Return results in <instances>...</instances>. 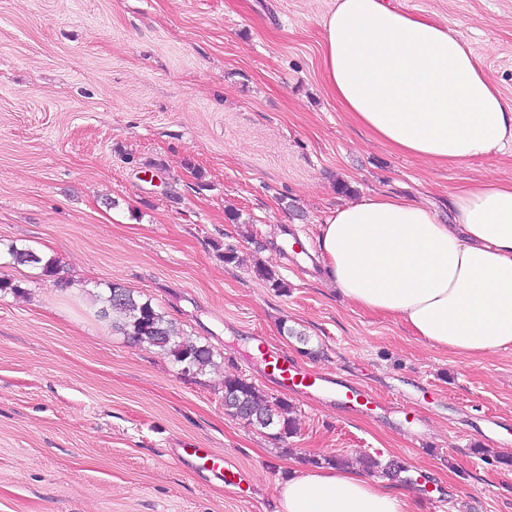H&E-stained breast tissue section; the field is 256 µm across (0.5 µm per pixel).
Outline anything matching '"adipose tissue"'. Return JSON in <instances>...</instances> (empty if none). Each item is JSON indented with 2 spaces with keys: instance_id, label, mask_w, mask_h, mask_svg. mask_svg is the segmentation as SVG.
<instances>
[{
  "instance_id": "1",
  "label": "adipose tissue",
  "mask_w": 512,
  "mask_h": 512,
  "mask_svg": "<svg viewBox=\"0 0 512 512\" xmlns=\"http://www.w3.org/2000/svg\"><path fill=\"white\" fill-rule=\"evenodd\" d=\"M323 77L352 120L391 149L440 166L512 151V104L447 27L387 0H335L321 21ZM450 223L402 196L332 209L321 261L351 303L418 340L480 358L512 346V181L452 195ZM278 512H412L351 468L291 470Z\"/></svg>"
}]
</instances>
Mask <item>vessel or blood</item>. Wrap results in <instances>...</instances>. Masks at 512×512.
Wrapping results in <instances>:
<instances>
[{
	"label": "vessel or blood",
	"mask_w": 512,
	"mask_h": 512,
	"mask_svg": "<svg viewBox=\"0 0 512 512\" xmlns=\"http://www.w3.org/2000/svg\"><path fill=\"white\" fill-rule=\"evenodd\" d=\"M256 359L280 388L304 399L329 401L347 411L364 410L374 402L371 393L354 383L324 370L305 368L288 354L274 352L265 345H258ZM178 458L188 468L209 472L228 485L236 484L241 478L237 466L206 448L180 449Z\"/></svg>",
	"instance_id": "b4317fda"
}]
</instances>
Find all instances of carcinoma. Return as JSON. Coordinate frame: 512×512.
Here are the masks:
<instances>
[{"mask_svg": "<svg viewBox=\"0 0 512 512\" xmlns=\"http://www.w3.org/2000/svg\"><path fill=\"white\" fill-rule=\"evenodd\" d=\"M7 253L17 265H40L44 275H56L54 261H45L28 248L10 244ZM254 274L273 288L287 290V284L268 267H258ZM96 301L99 304L97 316L109 323L113 331L126 336L135 345L160 349L185 374L194 375L215 365L213 349L187 335L152 301L135 298L133 292L117 283L110 285L107 294L96 296ZM224 393L230 397V401L224 402V409L231 413L240 408L248 410L253 426L263 429L275 426L280 436L294 432V419L290 416L288 401L269 398L254 383L239 375L224 376ZM365 468L385 476L405 471L394 462L383 465L372 457L366 459Z\"/></svg>", "mask_w": 512, "mask_h": 512, "instance_id": "1", "label": "carcinoma"}]
</instances>
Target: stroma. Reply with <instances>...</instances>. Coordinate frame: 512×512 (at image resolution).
<instances>
[{
	"label": "stroma",
	"instance_id": "35a3bbf8",
	"mask_svg": "<svg viewBox=\"0 0 512 512\" xmlns=\"http://www.w3.org/2000/svg\"><path fill=\"white\" fill-rule=\"evenodd\" d=\"M390 2L446 26L512 102V0ZM331 5L0 0V279L24 290L0 291V512H274L290 470L364 454L406 468L387 485L414 512H512V348L436 350L281 254L285 228L318 251L329 212L365 195L444 220L471 181H512L511 153L439 167L356 125L323 79ZM10 243L54 260L68 288L9 264ZM111 282L211 345L215 367L183 375L98 320ZM261 338L369 389L376 409L283 394L253 356ZM227 374L286 397L295 433L227 415ZM183 447L244 482L187 468ZM178 458L188 468L207 471L224 484L235 485L237 480L241 481L239 468L208 448H180Z\"/></svg>",
	"mask_w": 512,
	"mask_h": 512
}]
</instances>
